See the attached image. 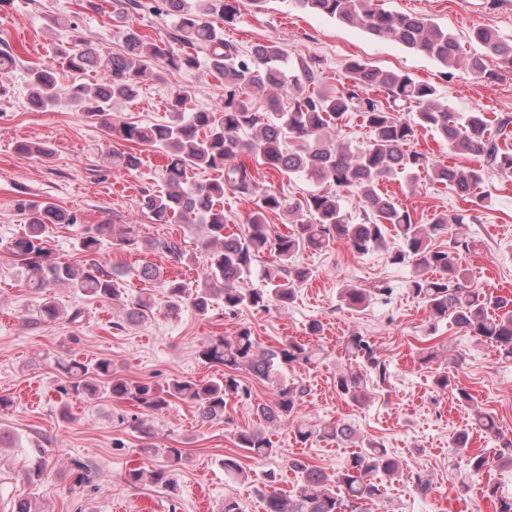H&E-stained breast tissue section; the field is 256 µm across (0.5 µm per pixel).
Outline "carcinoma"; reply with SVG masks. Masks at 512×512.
<instances>
[{
  "mask_svg": "<svg viewBox=\"0 0 512 512\" xmlns=\"http://www.w3.org/2000/svg\"><path fill=\"white\" fill-rule=\"evenodd\" d=\"M238 2L160 0L152 9L171 17L172 46L163 48L139 30L128 27L122 33L124 48L119 53L90 46L62 51L59 60L29 68L30 100L35 107L49 111L64 99L90 116H101L112 109V103L134 98L142 77L157 62L188 71L204 63L209 74L224 82V100L211 108H188L192 92L179 88L168 101V116L163 123L108 124L112 137L153 148L168 159L163 173L165 188L148 191L142 197V208L153 221L194 224L204 232L206 268L191 292L182 282L170 281L165 300L167 313L177 315L191 309L206 317L216 299L222 300L224 311L231 313L242 308L267 310L272 305L285 308L310 275L307 269L293 264L300 250H321L336 240L346 242L357 254H367L387 249V238L394 237L399 244L389 254L390 262L414 268L415 275L407 281L406 288L428 309L430 330L447 322L495 348L502 359L512 361V298L469 283L461 259L462 253L470 251L474 243L457 240L451 250L432 244L435 237L447 233L448 225L463 224L469 215L439 213L430 223L420 224L391 196L378 192L380 183L398 174L423 170L433 182L451 188L471 203L472 211H479L484 197L477 189L484 183L486 173H512V114H500L493 124L482 112H470L461 118L437 102L434 86L358 60L346 63L347 83L340 90L333 94L309 91L307 86L315 83L320 73L319 61L298 64L297 74L290 76L287 52L275 43H256L242 52L224 40V31L214 27L210 18L217 14L224 22H233ZM293 3L302 11L327 16L345 26L360 27L381 40L397 42L447 69L463 65L475 76L493 79L495 73L488 69L487 58L497 57L512 64V40L491 28L473 30L470 40L479 50L467 54L452 33L432 20L386 11L377 7L375 0ZM19 63L11 48L0 49V78ZM59 66L79 73L95 70L100 79L92 85L73 83L64 87L59 81ZM374 91L382 98L371 96ZM284 96L288 97L286 108L282 106ZM351 112L358 113L371 129V140L363 147L351 148L331 135ZM420 129L436 133L456 153L476 157L478 164L464 168L441 166L427 155L409 149ZM246 130L252 131L249 140L239 136ZM243 153L260 159L281 175L302 176L328 184L334 191L313 192L288 202L274 192L261 190L251 170L235 162ZM139 164L140 157L132 151H112V165L116 167L134 169ZM199 169L222 170L224 178L195 183L188 172ZM227 191L243 198H257L243 232L226 233L224 211L217 208V203ZM347 191L356 193L363 211V222L359 224L351 223L346 213ZM16 206L25 216L26 229L21 235L1 242L0 249L15 258L28 287L41 296L38 320L56 321L63 314L61 304L52 296V289L58 286L124 306L132 322H141L152 314L150 298L129 299L124 270L94 258L77 265L52 259L48 225L80 224L82 218L77 214L25 199L17 200ZM278 212L291 224L290 231L283 234L272 232L267 224V214ZM106 242L115 250L131 253L139 250L140 240L133 224L118 229L113 224L84 225L79 241L81 251L97 254ZM154 246L177 262L184 259L181 243L171 235L156 241ZM266 253L273 259L263 269L264 287H238L251 274L253 264ZM390 293L392 288L383 284L372 288L348 286L341 289L339 300L350 309H360L372 296ZM345 352L385 382L387 366L366 337H347ZM198 355L206 364L224 367V376L177 378L157 388L123 377L112 368L110 359L102 358L93 364L63 359L58 366L77 396L103 391L134 403L144 412L162 411L175 401L188 402L203 422L226 418L228 400L241 390L236 373L245 370L273 387L272 399L257 403L255 412L261 422L274 426L298 412L305 393L304 388L283 377V369L313 361L312 348L303 339L291 336L277 346L265 347L246 327L231 338L206 337ZM363 379L364 374L359 371L342 370L336 376L337 395L346 402L361 403L365 399ZM435 385L441 390L455 391L460 406L471 411L475 425L497 439L498 462L512 466V438L500 431L493 416L473 407L470 391L446 371L436 376ZM235 436L237 447L254 458L274 452L260 428L240 429ZM296 436L303 441L316 437L357 445L359 451L330 474L300 460L292 461L291 468L301 481L300 491L260 492L265 512H380L385 498L384 481L399 473L397 460L382 443L362 438L346 423L300 426ZM454 445L467 455L469 473H483L488 459L481 452H472L467 432L457 433ZM141 451L148 460L165 458L166 464L149 470L131 469L126 481L134 485L148 477L165 489L176 490L174 466L183 461L187 450L147 444ZM486 493L494 512H512V498L497 495L496 486L486 485Z\"/></svg>",
  "mask_w": 512,
  "mask_h": 512,
  "instance_id": "obj_1",
  "label": "carcinoma"
}]
</instances>
